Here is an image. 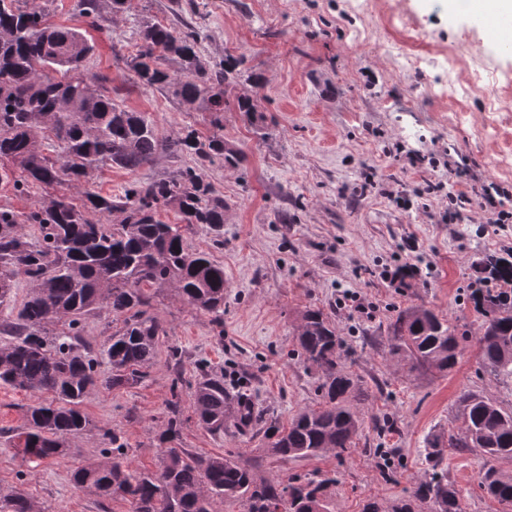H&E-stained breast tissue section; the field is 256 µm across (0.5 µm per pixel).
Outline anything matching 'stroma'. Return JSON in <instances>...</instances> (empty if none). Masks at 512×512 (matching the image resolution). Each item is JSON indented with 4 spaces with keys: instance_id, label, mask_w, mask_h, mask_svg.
Here are the masks:
<instances>
[{
    "instance_id": "obj_1",
    "label": "stroma",
    "mask_w": 512,
    "mask_h": 512,
    "mask_svg": "<svg viewBox=\"0 0 512 512\" xmlns=\"http://www.w3.org/2000/svg\"><path fill=\"white\" fill-rule=\"evenodd\" d=\"M45 7L51 23L94 42L91 71L106 77L126 109L150 113L159 138L217 130L210 112L183 103L172 89L135 82L126 60L147 21L177 26L196 19L203 58L244 57L233 92L252 97L257 110L225 109L219 131L226 147L246 160L205 171L226 204L223 248L212 249L205 229L187 236L191 248L212 250L224 266L230 288L223 324L170 289L154 292L152 310L166 334L146 377L91 391L82 409L92 428L73 439L63 457L28 460L0 437V488L23 490L40 512H128L121 497L103 500L77 488L71 472L111 458L106 429L120 436L125 460L155 469L156 435L176 389L184 419L180 447L230 458L257 480L284 487L335 477L327 491L330 512H363L371 501L389 512L411 499L435 467L457 490L464 512H512L481 487L487 470L512 475V456L428 445L461 428L462 391L512 410V381L480 365L475 338L483 317L470 299L472 283L484 275L482 260L512 253V224H490L475 191L464 220L454 224L442 220L444 194L417 193L429 181L464 191L468 171L512 189V168L497 164L500 155H512V111L488 108L492 100L512 101V51L475 25L464 0H372L359 13L349 0H128L118 14L111 0H100L107 18L101 29L80 15L77 0H47ZM399 39L429 51L466 45L470 52L459 57L456 76L470 77L478 63L487 70L468 97L434 100L435 70L403 66L388 52L387 43ZM254 73L260 84L251 82ZM400 149L432 154L437 163L410 168L397 157ZM191 162L161 154L134 172L106 167L82 189L61 183L21 193L2 185L0 209L28 212L43 199H78L86 189L115 195L131 182L161 179ZM452 165L460 171L454 178ZM408 262L420 268L419 276H397ZM345 290L371 304L370 315L338 308L336 296ZM414 306L433 310L464 333L463 355L451 372L411 373L392 355L388 324ZM312 308L335 324L347 367L363 381L362 426L343 455L282 459L265 449L266 424L287 427L320 402L321 375L297 355L301 317ZM174 347L182 352L178 367L170 358ZM204 368L245 380L243 392L260 421L244 430L238 413H231L220 435L200 425L191 399Z\"/></svg>"
}]
</instances>
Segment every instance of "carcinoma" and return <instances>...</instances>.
<instances>
[{
    "label": "carcinoma",
    "mask_w": 512,
    "mask_h": 512,
    "mask_svg": "<svg viewBox=\"0 0 512 512\" xmlns=\"http://www.w3.org/2000/svg\"><path fill=\"white\" fill-rule=\"evenodd\" d=\"M94 45L78 30L50 23L37 0H0V184L24 191L68 182L79 186L99 169L134 171L163 152L192 154L194 167L169 176L133 183L120 195L87 192L81 203L52 198L19 213L0 210V306L14 297L16 279L30 288L16 316L0 321V386L49 392L53 398L27 407L24 424L10 442L25 458L66 454L72 439L91 429L81 409L97 385L118 388L139 381L156 356L164 327L150 312L151 288H169L192 309L224 315V266L205 250H192L186 234L201 225L214 243H224V196L207 182L206 165L217 160L241 163L245 156L224 146L215 133L193 129L163 140L154 120L121 107L105 78L89 72ZM180 60L183 76L174 78L168 61ZM244 60L229 56L211 64L198 52L197 37L160 22H147L130 69L144 87L174 86L189 105L200 104L221 128L235 74ZM50 141L58 158L42 153ZM174 207L182 223L167 224L159 212ZM123 214L110 223L112 214ZM35 224L39 237L28 238ZM483 323L478 338L481 365L512 379V298L487 288L472 294ZM106 309L121 318L102 355L82 346L75 326L80 318ZM65 320L68 331L51 335L49 324ZM297 344L307 363L321 371L320 406L296 414L288 428L269 427L270 451L282 458L306 457L352 447L362 421L353 402L364 396L361 380L347 370L335 326L320 309L303 317ZM391 353L406 354L412 371L447 372L463 348L456 329L433 311L413 307L389 323ZM465 428L448 437L450 448H479L489 455H512V410L488 396L464 391L459 396ZM231 398L224 377L203 373L192 395L198 422L224 433ZM183 424L181 397L172 388L167 420L158 433L160 468L134 470L120 457L89 463L72 473L76 487L107 499L119 495L132 512H218L226 500L244 499L250 512H329L326 490L331 478H309L288 487L256 482L250 470L221 456H199L176 446ZM486 493L512 505V476L485 475ZM414 496L430 501L434 512H462L455 488L434 473ZM0 512H36L20 491L0 493Z\"/></svg>",
    "instance_id": "1"
}]
</instances>
